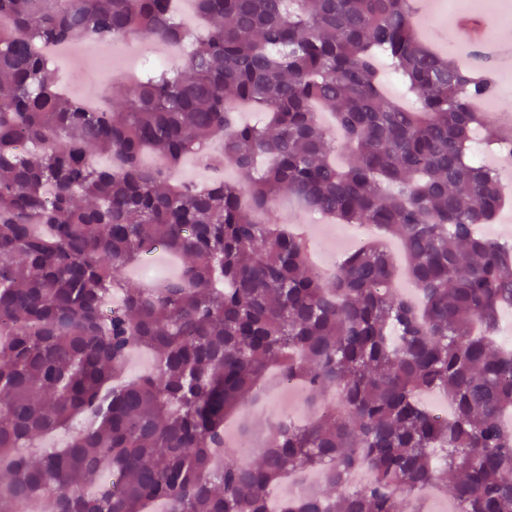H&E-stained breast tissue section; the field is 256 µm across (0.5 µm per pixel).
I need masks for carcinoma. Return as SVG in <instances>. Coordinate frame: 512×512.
I'll return each instance as SVG.
<instances>
[{
  "instance_id": "cac0c4a2",
  "label": "carcinoma",
  "mask_w": 512,
  "mask_h": 512,
  "mask_svg": "<svg viewBox=\"0 0 512 512\" xmlns=\"http://www.w3.org/2000/svg\"><path fill=\"white\" fill-rule=\"evenodd\" d=\"M414 11L197 0L207 32L185 64L94 111L37 43H176L173 0H0V512L34 496L53 512H420L430 485L455 512H512V351L491 341L512 308V245L475 234L501 193L467 161L475 131L504 133L478 107L492 82L420 41ZM380 55L415 109L385 94ZM239 101L267 122H237ZM316 103L351 146L343 167ZM148 150L250 179L176 182L141 164ZM282 191L399 239L418 298L394 291L378 240L314 269L307 238L255 220ZM159 248L186 260L180 277L130 286L126 269ZM136 346L154 371L113 383ZM273 365L307 387L315 421L282 418L259 456L226 450L215 468L225 417ZM429 391L448 420L420 402ZM79 417L63 447L27 453ZM311 469L319 490L271 504ZM105 471L117 482L97 490Z\"/></svg>"
}]
</instances>
